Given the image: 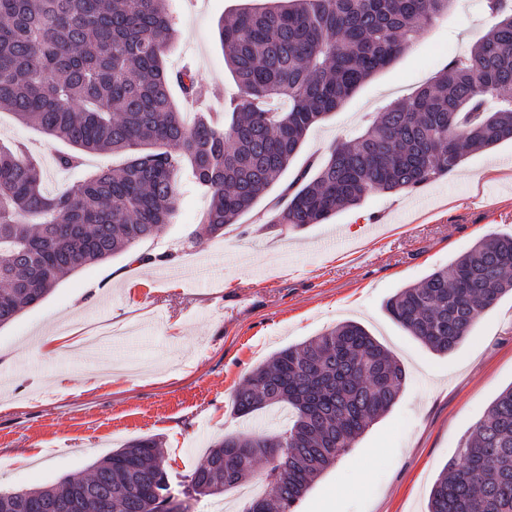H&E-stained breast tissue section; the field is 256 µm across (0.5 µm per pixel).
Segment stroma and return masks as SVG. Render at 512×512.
I'll return each instance as SVG.
<instances>
[{
    "instance_id": "1",
    "label": "stroma",
    "mask_w": 512,
    "mask_h": 512,
    "mask_svg": "<svg viewBox=\"0 0 512 512\" xmlns=\"http://www.w3.org/2000/svg\"><path fill=\"white\" fill-rule=\"evenodd\" d=\"M260 0H171L172 69L191 66L222 111L238 87L218 23ZM496 23L482 0H453L447 16L306 134L280 181L223 236L188 243L209 199L181 185L172 224L130 252L83 266L39 304L0 327V492L88 475L128 441L157 437L174 480L232 431L270 434L287 408L234 413L235 389L276 351L344 322L365 327L400 360L406 380L377 419L311 485L297 512H427L439 473L512 385V294L477 318L451 353L429 350L390 318L385 301L449 266L481 239L512 232V142L468 154L448 177L413 192L369 194L322 224L273 223L298 170L353 138L373 113L410 97L449 57L470 52ZM0 140L25 142L47 190L78 188L56 167L60 141L0 114ZM173 252L197 282L159 279L147 257ZM70 337L52 355L40 337ZM261 479L199 497L192 512H243Z\"/></svg>"
}]
</instances>
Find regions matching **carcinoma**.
<instances>
[{
    "label": "carcinoma",
    "mask_w": 512,
    "mask_h": 512,
    "mask_svg": "<svg viewBox=\"0 0 512 512\" xmlns=\"http://www.w3.org/2000/svg\"><path fill=\"white\" fill-rule=\"evenodd\" d=\"M168 0H0V109L71 147L118 165L78 190L48 195L28 148L0 145V326L67 275L123 254L173 222L184 171L211 197L193 243L252 210L299 153L307 132L410 49L453 0H270L219 22L240 86L224 111L185 124L172 93H207L191 69L170 72ZM498 23L414 96L377 112L352 141L288 185L274 224L304 229L372 191H413L471 151L512 141V0H486ZM512 291V233L476 243L387 299L389 316L437 354L452 352L480 313ZM406 373L363 326L345 322L277 351L233 395L246 416L288 406L271 435L235 432L175 490L159 439L130 441L88 483L0 492V512H190L188 499L260 474L270 492L245 512H296L311 483L397 402ZM428 512H512V386L492 402L433 484Z\"/></svg>",
    "instance_id": "carcinoma-1"
}]
</instances>
